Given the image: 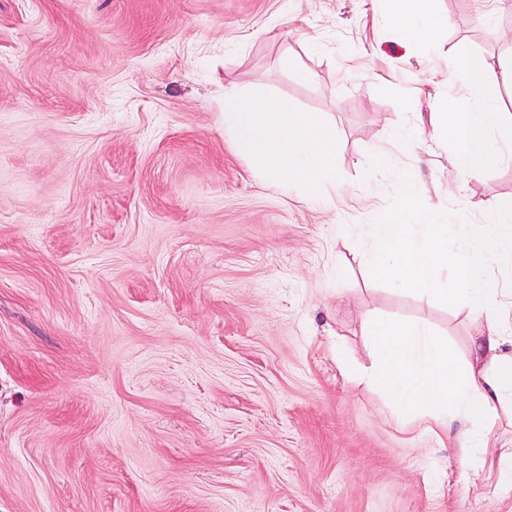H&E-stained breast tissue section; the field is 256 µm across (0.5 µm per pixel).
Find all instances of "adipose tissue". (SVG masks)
Instances as JSON below:
<instances>
[{"instance_id": "1", "label": "adipose tissue", "mask_w": 512, "mask_h": 512, "mask_svg": "<svg viewBox=\"0 0 512 512\" xmlns=\"http://www.w3.org/2000/svg\"><path fill=\"white\" fill-rule=\"evenodd\" d=\"M399 29L415 38H429L445 25L433 0H388ZM439 137L453 143V163L470 169L498 160L490 150L491 134L512 143V119L491 105L460 107L447 103L432 115ZM224 131L251 160L254 174L280 189H297L310 200H328L339 187L335 165L336 132L327 123L291 111L287 103L224 92ZM420 223L381 216L372 225L373 248L367 258L371 273L399 290H421L442 302L463 303L481 321L483 334L473 355L460 357L447 342L421 324L367 320L365 347L371 359L367 372L357 373L344 354L336 363L345 380H363L389 398L401 419L455 442L454 458L462 465L463 482L475 481L485 469L489 426L498 413L512 414V325L502 315L500 291L481 265L448 251L456 234L470 249L492 252L501 232L512 229V212L489 207L484 231L470 235L465 226L438 224L429 205L410 202ZM449 270V287H435L434 269Z\"/></svg>"}]
</instances>
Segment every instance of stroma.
<instances>
[{
    "instance_id": "35a3bbf8",
    "label": "stroma",
    "mask_w": 512,
    "mask_h": 512,
    "mask_svg": "<svg viewBox=\"0 0 512 512\" xmlns=\"http://www.w3.org/2000/svg\"><path fill=\"white\" fill-rule=\"evenodd\" d=\"M435 8L422 45L385 0H0V512H512L333 356L368 316L477 333L365 265L401 177L443 224L512 210V145L463 172L430 123L512 114V0ZM460 45L496 65L464 91ZM229 87L335 129L333 200L253 175ZM472 258L512 318V234Z\"/></svg>"
}]
</instances>
